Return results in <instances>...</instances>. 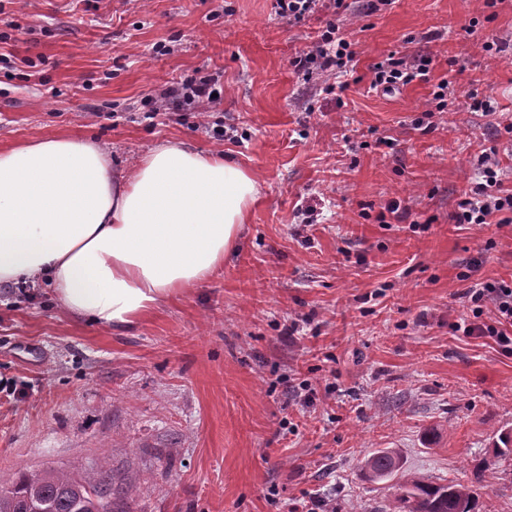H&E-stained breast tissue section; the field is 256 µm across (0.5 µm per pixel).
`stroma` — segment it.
Here are the masks:
<instances>
[{"label":"stroma","instance_id":"stroma-1","mask_svg":"<svg viewBox=\"0 0 512 512\" xmlns=\"http://www.w3.org/2000/svg\"><path fill=\"white\" fill-rule=\"evenodd\" d=\"M346 2L352 69L307 78L290 61L332 13L291 24L272 0H0V54L15 61L0 64L1 150L87 137L121 167L182 141L260 186L223 267L135 326L68 318L47 283L0 286V476L101 464L125 512H285L309 497L381 512L398 482L367 481L362 463L391 448L439 483L487 463L486 512H512V458L494 453L512 428V355L454 329L471 281L512 279V213L451 219L485 150L512 187V0ZM13 26L22 36L2 40ZM487 37L499 50L477 47ZM391 54L431 57L427 79L372 88ZM201 68L216 111L148 114L144 99ZM443 79L494 113L426 117ZM392 202L401 219L380 223Z\"/></svg>","mask_w":512,"mask_h":512}]
</instances>
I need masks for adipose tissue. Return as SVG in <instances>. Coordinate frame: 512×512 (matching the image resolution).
<instances>
[{
	"instance_id": "obj_1",
	"label": "adipose tissue",
	"mask_w": 512,
	"mask_h": 512,
	"mask_svg": "<svg viewBox=\"0 0 512 512\" xmlns=\"http://www.w3.org/2000/svg\"><path fill=\"white\" fill-rule=\"evenodd\" d=\"M259 194L224 156L160 143L116 170L92 140L0 150V284H52L70 316L134 325L208 281Z\"/></svg>"
}]
</instances>
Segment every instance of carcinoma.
Segmentation results:
<instances>
[{
    "mask_svg": "<svg viewBox=\"0 0 512 512\" xmlns=\"http://www.w3.org/2000/svg\"><path fill=\"white\" fill-rule=\"evenodd\" d=\"M495 454L512 456V429L500 432ZM364 471L370 481L400 476L399 493L382 512H479L481 494L475 484L434 483L422 475L404 474L397 454L388 448L367 458ZM123 495L103 467L82 474L51 467L26 470L0 479V512H30L36 500L48 512H126L121 507Z\"/></svg>",
    "mask_w": 512,
    "mask_h": 512,
    "instance_id": "1",
    "label": "carcinoma"
}]
</instances>
